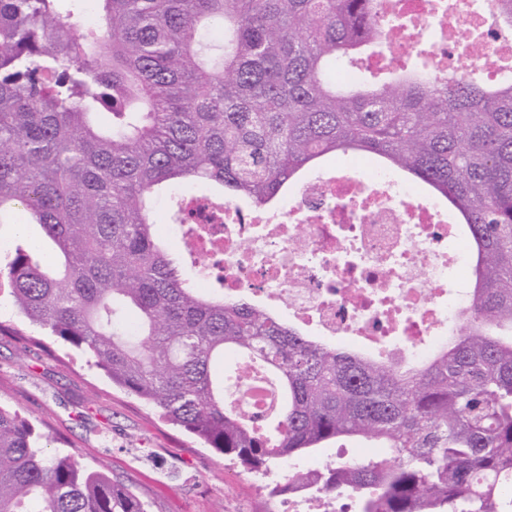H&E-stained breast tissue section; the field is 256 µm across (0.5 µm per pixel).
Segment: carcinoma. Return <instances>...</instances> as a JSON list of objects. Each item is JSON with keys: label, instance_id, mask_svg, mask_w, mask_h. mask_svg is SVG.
Segmentation results:
<instances>
[{"label": "carcinoma", "instance_id": "obj_1", "mask_svg": "<svg viewBox=\"0 0 512 512\" xmlns=\"http://www.w3.org/2000/svg\"><path fill=\"white\" fill-rule=\"evenodd\" d=\"M63 0H0V225L51 246L0 263L14 305L208 448L256 476L329 441L385 456L283 470L293 489L360 512H512V81L456 80L417 40L411 74L380 0H96L81 36ZM112 114V126L98 122ZM420 181L464 225L473 288L447 345L403 367L331 346L244 297L208 296L155 231L185 183L263 205L328 156ZM260 371L279 394L256 421L224 381ZM0 405V512H146ZM0 236L2 241L12 242L20 236L21 240L28 243L37 242L41 238V230L38 225L30 224L25 228L18 230L17 224H2L0 227Z\"/></svg>", "mask_w": 512, "mask_h": 512}]
</instances>
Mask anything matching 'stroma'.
I'll use <instances>...</instances> for the list:
<instances>
[{
	"label": "stroma",
	"instance_id": "obj_1",
	"mask_svg": "<svg viewBox=\"0 0 512 512\" xmlns=\"http://www.w3.org/2000/svg\"><path fill=\"white\" fill-rule=\"evenodd\" d=\"M0 404L47 437L48 451L75 453L130 486L150 512H285L261 479L171 424L18 314L0 286Z\"/></svg>",
	"mask_w": 512,
	"mask_h": 512
}]
</instances>
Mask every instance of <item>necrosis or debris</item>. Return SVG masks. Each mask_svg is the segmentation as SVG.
Here are the masks:
<instances>
[{
  "mask_svg": "<svg viewBox=\"0 0 512 512\" xmlns=\"http://www.w3.org/2000/svg\"><path fill=\"white\" fill-rule=\"evenodd\" d=\"M497 0H398L400 19L432 26L442 76L477 70L503 75L512 33L494 22ZM289 207L216 204L186 195L183 235L201 282L218 280L225 298L251 292L323 340L386 350L401 362L407 349L427 354L448 341V226L439 204L391 172L362 180L347 169L316 171L289 190Z\"/></svg>",
  "mask_w": 512,
  "mask_h": 512,
  "instance_id": "necrosis-or-debris-1",
  "label": "necrosis or debris"
}]
</instances>
